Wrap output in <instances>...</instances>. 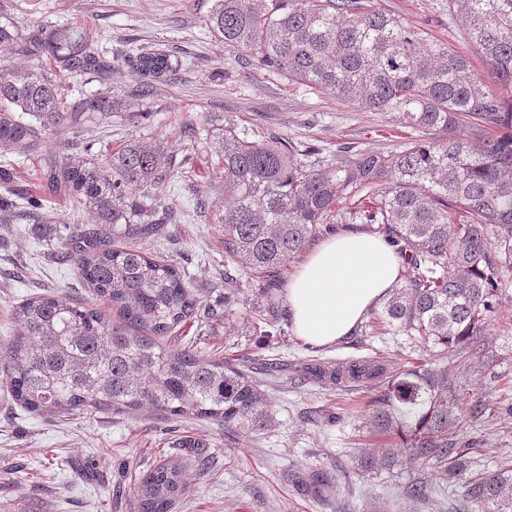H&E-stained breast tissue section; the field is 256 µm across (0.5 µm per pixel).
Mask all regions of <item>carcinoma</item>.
<instances>
[{
  "mask_svg": "<svg viewBox=\"0 0 512 512\" xmlns=\"http://www.w3.org/2000/svg\"><path fill=\"white\" fill-rule=\"evenodd\" d=\"M448 14L464 21L465 42L485 71L373 0H212V36L256 69L371 112H396L425 135L398 152L365 151L321 167L298 161L299 150L284 139L224 128L214 174L224 179L227 298L243 286L240 259L262 275L267 298H274L284 262L335 231L339 205L355 199L349 214L381 234L402 260L373 319L427 352L439 347L443 355L458 354L483 341L501 260L512 255V0H448ZM4 43L102 85L67 102L48 73L0 66V150L16 155L36 151L49 132L81 128L88 115L119 112L121 102L107 87L118 61L130 65L144 95L186 65L161 48L131 46L112 55L85 26L50 22L22 34L0 9ZM459 127L467 137L455 134ZM67 149L45 177L101 224L72 231V242L80 277L116 315L55 295L15 306L20 333L0 366L13 400L37 414L152 406L173 417L264 428L271 413L257 380L190 342L169 340L186 320L217 312L186 288L174 265L134 243L175 222L159 202L183 163L164 144L138 139L104 163L72 161ZM39 208L30 197L20 204L0 199V212ZM121 235L131 243L113 245ZM307 370L336 385L385 384L373 426L406 436L403 452L387 454V462L430 468L445 484L463 476L467 453L448 438L455 420L448 370L420 364L390 376L386 364L372 359L318 362ZM331 483L324 473L301 480L320 496ZM185 491L182 470L168 463L134 483L138 512H172ZM465 497L491 512H512V469L469 477Z\"/></svg>",
  "mask_w": 512,
  "mask_h": 512,
  "instance_id": "cac0c4a2",
  "label": "carcinoma"
}]
</instances>
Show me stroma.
<instances>
[{"mask_svg": "<svg viewBox=\"0 0 512 512\" xmlns=\"http://www.w3.org/2000/svg\"><path fill=\"white\" fill-rule=\"evenodd\" d=\"M30 31L44 22L86 24L103 45L118 51L128 43L161 45L186 56L188 65L146 98L135 96L130 68L112 72L111 85L125 105L81 132L50 134L27 156L0 153L9 184L0 197L30 196L41 203L48 232L30 220L0 223V360L18 333L13 308L34 294L88 300L92 294L77 272L78 255L64 244L73 227L95 228L84 206L55 192L43 169L68 140L74 157L87 149L109 155L137 138L164 142L186 161L162 198L177 218L161 236L139 246L183 271L188 287L219 310L216 320H190L176 331L201 351L220 350L225 361L251 362L270 397L272 424L258 432L225 428L220 421L172 417L153 409L116 412L77 410L38 416L0 386V512H136L135 479L168 462L185 469L187 489L173 512H482L465 502L458 484L436 482L428 471L385 461L396 435H379L370 423L373 391L360 384L329 385L311 378L306 366L375 358L391 370L429 363L448 367V400L460 414L449 437L471 445V473L512 467V258L500 269L501 288L483 346L464 350L460 366L417 347L404 334L376 331L308 350L289 321L258 328L267 317V297L250 279L238 299H224V184L211 169L218 134L227 126L256 138L275 135L298 149L315 148L313 163L334 164L339 150L395 152L408 141L397 113L369 112L247 68L242 54L225 49L206 26L212 0H0ZM377 7L460 47L464 26L449 16L444 0H375ZM194 123L196 139L182 123ZM478 417H471L475 406ZM378 457L371 470L360 458ZM330 472L328 501L303 491L298 478ZM423 482L420 498L408 496Z\"/></svg>", "mask_w": 512, "mask_h": 512, "instance_id": "1", "label": "stroma"}]
</instances>
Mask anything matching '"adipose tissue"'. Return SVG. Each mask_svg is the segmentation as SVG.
<instances>
[{
    "mask_svg": "<svg viewBox=\"0 0 512 512\" xmlns=\"http://www.w3.org/2000/svg\"><path fill=\"white\" fill-rule=\"evenodd\" d=\"M400 260L380 238L347 233L325 238L297 267L287 288L293 330L310 345L349 335L391 292Z\"/></svg>",
    "mask_w": 512,
    "mask_h": 512,
    "instance_id": "obj_1",
    "label": "adipose tissue"
}]
</instances>
